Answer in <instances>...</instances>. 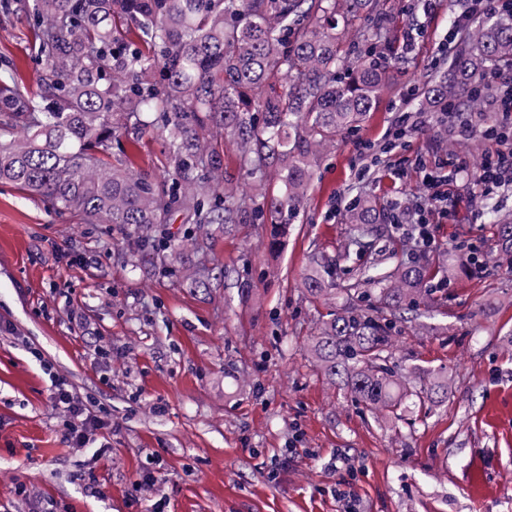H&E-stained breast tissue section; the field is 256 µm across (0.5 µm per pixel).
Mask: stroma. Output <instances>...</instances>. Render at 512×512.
I'll return each instance as SVG.
<instances>
[{
	"label": "stroma",
	"mask_w": 512,
	"mask_h": 512,
	"mask_svg": "<svg viewBox=\"0 0 512 512\" xmlns=\"http://www.w3.org/2000/svg\"><path fill=\"white\" fill-rule=\"evenodd\" d=\"M395 36L417 30L377 108L336 138L285 245L269 251L254 224L213 225L201 251L172 247L163 275L113 224L62 218L0 183V512H39L17 484H34L56 512H512V260L498 250L486 203L512 217V186L488 199L460 189L454 220L429 215L424 247L408 224H378L369 248L343 257L361 193L384 206L417 203L424 169L448 156L497 151L472 138L453 150L429 114L396 135L410 91L446 71L456 50L450 0H385ZM23 19L0 21V57L36 87ZM367 150H358V142ZM402 251L433 269L428 311L392 340L395 368L446 369V402L387 421L328 382L307 349L325 301L305 292L310 256L336 260L337 304L357 269ZM485 265L471 274L470 257ZM210 269L207 286L188 272ZM112 411L111 453L67 448L50 406L51 377ZM164 412H155V404ZM95 470L96 489L83 471ZM153 486L140 489L145 470Z\"/></svg>",
	"instance_id": "stroma-1"
}]
</instances>
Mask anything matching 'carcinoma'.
Masks as SVG:
<instances>
[{
  "label": "carcinoma",
  "mask_w": 512,
  "mask_h": 512,
  "mask_svg": "<svg viewBox=\"0 0 512 512\" xmlns=\"http://www.w3.org/2000/svg\"><path fill=\"white\" fill-rule=\"evenodd\" d=\"M385 0H0V17L24 19L42 66L38 91L21 87L15 62L0 61V183L54 213L116 224L157 254L170 247L173 217L194 249L210 224H270L285 245L305 208L314 169L336 135L359 127L377 105L393 63ZM512 62V12L467 31L448 74L413 98L417 112H487L483 74ZM157 135L163 174L138 170L122 138ZM448 136L472 130L448 119ZM238 172L254 182L241 195L224 176V141ZM501 250L512 253V220L491 213ZM384 218L373 197L347 211L362 246ZM303 283L312 297L334 290L336 260L319 255ZM426 271L374 261L359 283L379 289L395 313L416 303ZM395 322L353 306L319 325L310 350L325 375L370 410L394 417L448 397V377L422 372L407 390L390 366Z\"/></svg>",
  "instance_id": "obj_1"
}]
</instances>
